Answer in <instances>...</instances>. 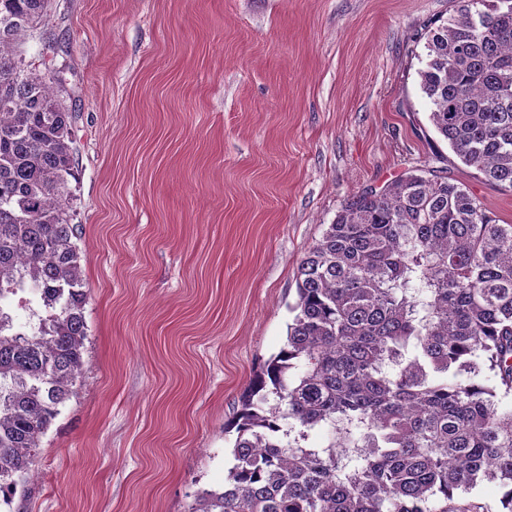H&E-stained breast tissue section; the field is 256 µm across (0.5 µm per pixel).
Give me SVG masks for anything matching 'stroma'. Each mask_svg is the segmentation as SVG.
<instances>
[{"label":"stroma","mask_w":512,"mask_h":512,"mask_svg":"<svg viewBox=\"0 0 512 512\" xmlns=\"http://www.w3.org/2000/svg\"><path fill=\"white\" fill-rule=\"evenodd\" d=\"M448 0H50L24 46L74 112L86 372L15 512H187L223 483L297 267L347 198L442 167L420 86Z\"/></svg>","instance_id":"1"}]
</instances>
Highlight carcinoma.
Returning a JSON list of instances; mask_svg holds the SVG:
<instances>
[{"instance_id": "1", "label": "carcinoma", "mask_w": 512, "mask_h": 512, "mask_svg": "<svg viewBox=\"0 0 512 512\" xmlns=\"http://www.w3.org/2000/svg\"><path fill=\"white\" fill-rule=\"evenodd\" d=\"M418 70L429 120L512 192V0H452ZM49 0H0V492L78 398L87 293L72 114L21 46ZM286 343L227 430L233 465L188 512H512V224L423 167L344 201L297 269ZM40 305L19 323L13 300ZM329 426L324 447L310 431Z\"/></svg>"}]
</instances>
